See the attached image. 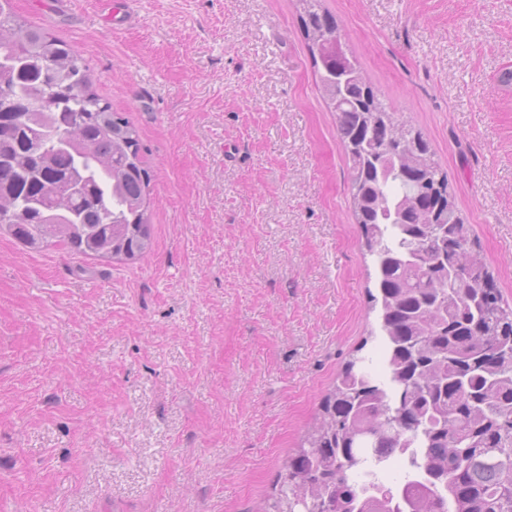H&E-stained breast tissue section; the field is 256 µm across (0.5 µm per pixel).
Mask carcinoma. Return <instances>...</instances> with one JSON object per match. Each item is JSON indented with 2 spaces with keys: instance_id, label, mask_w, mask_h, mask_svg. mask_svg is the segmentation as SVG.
Masks as SVG:
<instances>
[{
  "instance_id": "cac0c4a2",
  "label": "carcinoma",
  "mask_w": 512,
  "mask_h": 512,
  "mask_svg": "<svg viewBox=\"0 0 512 512\" xmlns=\"http://www.w3.org/2000/svg\"><path fill=\"white\" fill-rule=\"evenodd\" d=\"M317 86L336 112L355 223L378 272L385 380L350 359L261 512H512V306L505 302L470 225L455 209L448 174L421 133L397 122L372 86L336 88L333 72L363 70L337 39L320 0H298ZM0 233L35 248L64 243L92 258L133 260L151 247L149 178L135 128L93 90L88 69L51 34L21 22L0 0ZM23 108L28 122L18 125ZM76 126L80 144L50 130ZM416 136L432 180L418 191L398 171L379 172L394 132ZM67 223L46 216L60 204ZM402 461L400 493L364 475Z\"/></svg>"
}]
</instances>
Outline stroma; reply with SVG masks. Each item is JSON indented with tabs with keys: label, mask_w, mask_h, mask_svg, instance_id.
<instances>
[{
	"label": "stroma",
	"mask_w": 512,
	"mask_h": 512,
	"mask_svg": "<svg viewBox=\"0 0 512 512\" xmlns=\"http://www.w3.org/2000/svg\"><path fill=\"white\" fill-rule=\"evenodd\" d=\"M139 135L152 247L0 236V512H257L353 354L376 273L296 0H12ZM422 132L512 303V0H322Z\"/></svg>",
	"instance_id": "35a3bbf8"
}]
</instances>
